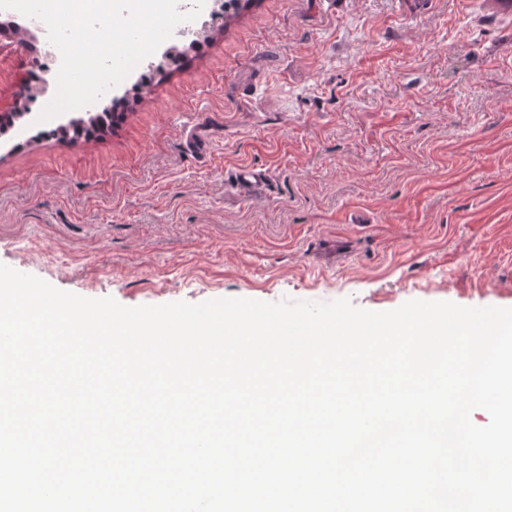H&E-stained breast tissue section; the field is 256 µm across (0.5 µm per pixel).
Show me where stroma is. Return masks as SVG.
<instances>
[{
    "label": "stroma",
    "instance_id": "35a3bbf8",
    "mask_svg": "<svg viewBox=\"0 0 512 512\" xmlns=\"http://www.w3.org/2000/svg\"><path fill=\"white\" fill-rule=\"evenodd\" d=\"M195 29L98 100L110 134L73 141L36 122L42 46L0 12V264L124 306L512 308V9L207 0ZM252 166L269 193L225 191Z\"/></svg>",
    "mask_w": 512,
    "mask_h": 512
}]
</instances>
